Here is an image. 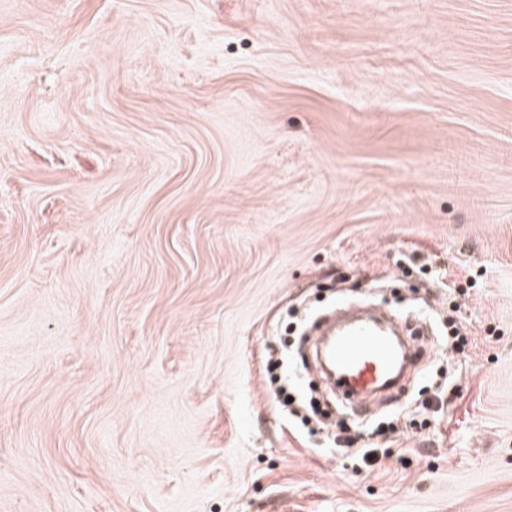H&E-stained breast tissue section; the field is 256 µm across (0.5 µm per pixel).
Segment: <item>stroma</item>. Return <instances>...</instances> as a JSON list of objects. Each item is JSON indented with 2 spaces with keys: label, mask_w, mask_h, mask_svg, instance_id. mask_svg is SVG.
I'll use <instances>...</instances> for the list:
<instances>
[{
  "label": "stroma",
  "mask_w": 512,
  "mask_h": 512,
  "mask_svg": "<svg viewBox=\"0 0 512 512\" xmlns=\"http://www.w3.org/2000/svg\"><path fill=\"white\" fill-rule=\"evenodd\" d=\"M468 329L287 421V310ZM0 512H512V0H0Z\"/></svg>",
  "instance_id": "1"
}]
</instances>
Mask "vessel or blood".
I'll list each match as a JSON object with an SVG mask.
<instances>
[{"instance_id":"vessel-or-blood-1","label":"vessel or blood","mask_w":512,"mask_h":512,"mask_svg":"<svg viewBox=\"0 0 512 512\" xmlns=\"http://www.w3.org/2000/svg\"><path fill=\"white\" fill-rule=\"evenodd\" d=\"M325 355L342 379L341 398L356 411H366L367 392L401 387L394 378L401 352L377 318L359 316L335 329Z\"/></svg>"}]
</instances>
